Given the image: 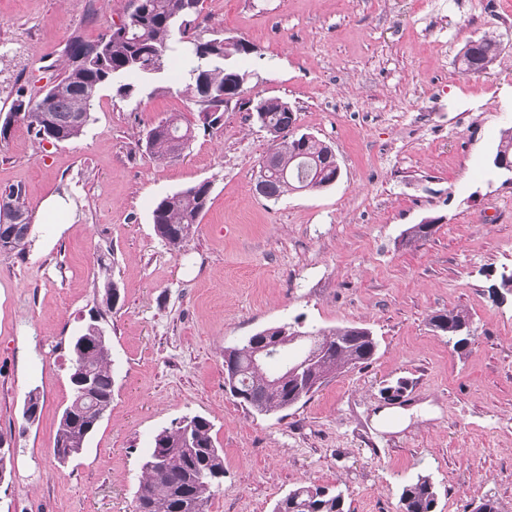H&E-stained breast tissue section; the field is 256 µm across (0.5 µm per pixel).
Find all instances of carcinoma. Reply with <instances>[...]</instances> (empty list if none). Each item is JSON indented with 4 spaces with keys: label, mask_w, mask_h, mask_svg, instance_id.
<instances>
[{
    "label": "carcinoma",
    "mask_w": 512,
    "mask_h": 512,
    "mask_svg": "<svg viewBox=\"0 0 512 512\" xmlns=\"http://www.w3.org/2000/svg\"><path fill=\"white\" fill-rule=\"evenodd\" d=\"M201 0H137L128 12V27H109L94 43L73 35L65 48L63 72L53 85L35 96L21 87L10 111L24 102L29 111L19 117L39 142L70 141L86 128L78 117L91 113L94 99L90 90L115 88L122 98L137 90L138 82L153 80L173 62L178 64L184 94L199 109L203 126L214 127L235 103L250 111L260 107L263 129L270 135L274 165L266 171L261 195L277 200L290 192L317 190L331 185L336 177V155L331 146L314 136L292 131L295 117L288 103L271 97L243 100L242 87L248 73L238 65L247 41L217 35L199 44L189 41L196 28ZM498 45L490 38L467 44L459 56L463 73L486 70L497 58ZM151 140L144 151L156 161L180 156L194 138L191 125H182L171 115L151 127ZM495 156L512 162V128L504 131ZM211 192L208 181L200 182L159 200L153 210L154 230L169 247L178 250L194 225L200 223ZM28 212L21 188L0 192V226L13 235V242L0 245V253L22 254L29 244L30 225L15 223L12 212ZM435 224H416L406 231L407 242L426 241ZM120 291L116 281L105 275L99 293V320L112 311V296ZM471 320L463 310H448L430 318L434 330L455 336L469 329ZM321 354L302 379L293 375L274 379L267 368H249L247 345L242 341L238 356L240 402L261 412L286 410L309 397L300 382L329 378L355 369L372 360L375 338L356 326L312 329ZM85 347L78 360L71 361L72 400L63 411L56 432L53 453L59 462L73 459L85 447L112 405V353L108 337L85 329ZM224 478V453L216 447L212 424L193 416L183 426L170 425L154 437L153 451L143 466V479L135 499V512H205L206 506ZM403 512H435L437 490L431 478L419 474L402 488ZM275 512H344V494L314 484L288 492L275 506Z\"/></svg>",
    "instance_id": "1"
}]
</instances>
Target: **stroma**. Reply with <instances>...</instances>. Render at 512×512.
Masks as SVG:
<instances>
[{
	"label": "stroma",
	"instance_id": "obj_1",
	"mask_svg": "<svg viewBox=\"0 0 512 512\" xmlns=\"http://www.w3.org/2000/svg\"><path fill=\"white\" fill-rule=\"evenodd\" d=\"M130 0H0V110L18 87L59 74L73 34L97 41ZM202 38L241 37L243 98L277 97L299 131L330 145L329 187L270 200L255 190L271 143L246 110L198 125L178 91L102 89L79 138L38 144L23 123L0 141V190L22 187L32 219L24 255L0 254V433L11 460L0 512H133L154 436L200 415L224 452L207 512H274L312 483L344 493L345 512H401L403 486L430 476L436 512L484 496L512 512V176L492 158L512 127V0H201ZM492 36L499 54L465 75L459 54ZM179 114L195 138L160 162L139 140ZM210 200L181 251L155 233L166 195L200 182ZM62 211H45L48 198ZM436 220L423 244L406 229ZM120 300L108 317L112 406L82 455L53 456L72 397L70 345L99 306V257ZM466 311L454 350L432 315ZM359 326L373 359L308 400L270 414L224 390V349L274 325ZM405 382L417 415L397 433L373 421L385 387ZM39 419L22 418L30 390Z\"/></svg>",
	"mask_w": 512,
	"mask_h": 512
}]
</instances>
